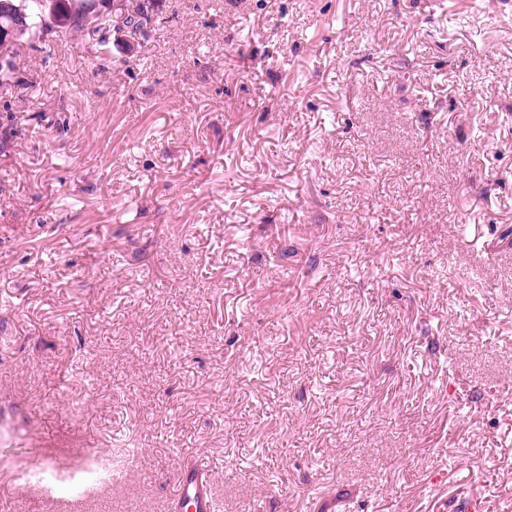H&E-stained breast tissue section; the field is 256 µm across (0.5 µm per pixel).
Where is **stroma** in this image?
Wrapping results in <instances>:
<instances>
[{
    "instance_id": "stroma-1",
    "label": "stroma",
    "mask_w": 512,
    "mask_h": 512,
    "mask_svg": "<svg viewBox=\"0 0 512 512\" xmlns=\"http://www.w3.org/2000/svg\"><path fill=\"white\" fill-rule=\"evenodd\" d=\"M159 11L0 97V505L512 512V0ZM178 512H213L209 480L197 470L180 471Z\"/></svg>"
}]
</instances>
